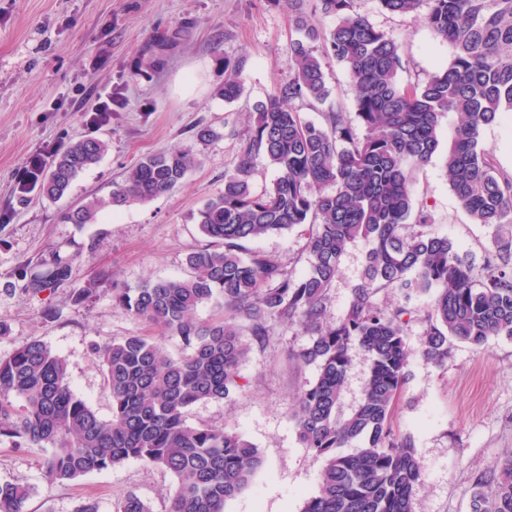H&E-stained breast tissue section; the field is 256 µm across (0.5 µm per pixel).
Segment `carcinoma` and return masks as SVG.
Wrapping results in <instances>:
<instances>
[{
    "label": "carcinoma",
    "instance_id": "cac0c4a2",
    "mask_svg": "<svg viewBox=\"0 0 512 512\" xmlns=\"http://www.w3.org/2000/svg\"><path fill=\"white\" fill-rule=\"evenodd\" d=\"M312 10L336 17L323 31L305 20ZM294 14L301 38L291 43L294 73L255 112L237 136L224 192L198 211L197 224L213 244L189 254L190 274L113 289L116 305L161 331L135 335L99 350L112 415L99 417L72 389L67 363L35 340L0 358V438L18 448H48L50 481H72L129 460L170 472L175 488L169 512H224L227 501L252 483L263 466L259 448L242 435L208 425L192 427L187 409L230 398L240 388V367L261 345L270 322L297 328L308 342L292 353L314 366L288 416L302 447L323 457L316 494L302 512H415L424 481L411 436L394 433L392 418L413 354L435 367L448 363L456 342L483 348L492 337L512 338V175L499 172L480 142L481 129L512 114V0H379L388 13L417 17L447 40V68L411 88L399 81V41L355 11V0H278ZM344 65L356 112L332 107L317 123L304 119L296 100L323 105L329 96L327 59ZM243 58L224 57V84L215 96L231 103L244 91ZM455 116L443 154L448 182L476 224L493 228L495 250L476 267L446 236L432 230L428 209L417 202L414 173L439 151L441 118ZM365 129L358 137L354 124ZM106 140L87 136L53 154L46 173L18 180L19 199L39 189L57 201L83 172L108 152ZM277 171L272 184L253 185L255 161ZM199 163L188 151L148 154L129 167L106 197L64 210L68 224H95L101 211L163 197ZM303 227L308 270L285 264L246 244ZM367 246L360 282L343 317L329 322V291L348 244ZM79 254L56 252L37 263L22 261L14 276L40 293L69 281ZM100 274L75 291L92 298ZM381 292L400 298L390 309ZM426 298L417 310L414 298ZM218 300L209 321L198 307ZM423 325L419 348L406 342L409 324ZM183 353L174 356L168 342ZM370 361L362 400L340 412L351 349ZM30 490L0 483V512H24ZM118 512H151L129 494ZM471 512H512V452L472 482Z\"/></svg>",
    "mask_w": 512,
    "mask_h": 512
}]
</instances>
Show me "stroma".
<instances>
[{
    "label": "stroma",
    "instance_id": "1",
    "mask_svg": "<svg viewBox=\"0 0 512 512\" xmlns=\"http://www.w3.org/2000/svg\"><path fill=\"white\" fill-rule=\"evenodd\" d=\"M357 12L400 41L403 85L423 82L447 67L451 45L420 18L384 11L379 0H356ZM177 43L159 64L143 65L145 51L167 37ZM293 16L274 0H0V212L11 220L0 228V357L40 340L66 359L72 388L101 417L111 415L99 349L147 325L117 307L116 288L148 279L188 275L187 255L207 245L196 223L197 211L224 190L238 133L251 123L259 104L293 71ZM247 61L240 99L215 96L224 81L225 57ZM194 89H181L185 74ZM116 102L112 118L91 125L90 111L100 95ZM212 125L217 139L202 144L190 129ZM88 135L108 140L101 163L82 173L69 193L50 201L30 193L19 203L20 174L48 167L52 154ZM497 168L512 174V120H499L481 133ZM194 153L199 163L170 194L117 211H103L97 223L64 224L59 213L93 196L108 195L127 168L160 150ZM417 201L425 203L435 230L460 253L481 262L493 240L491 227L473 223L448 184L441 156L417 170ZM252 249L290 262L294 273L308 268L306 237L295 228L259 239ZM79 253L69 283L37 294L12 275L22 261L53 252ZM366 245L347 246L341 273L330 290L328 321L346 311L361 279ZM109 276L86 302L75 289ZM304 336L272 323L263 346H252L240 374L242 388L230 400L190 407L189 425L226 427L260 450L264 465L249 489L229 500L225 512H300L315 494L321 457L299 443L288 410L316 370L297 366L290 353ZM393 429L411 435L425 479L415 492L416 512H471L473 477L495 468L512 451V339L491 338L480 350L454 344L443 368L411 357L408 380L393 418ZM44 452L0 440V482L28 485L24 512H77L88 501L99 512H117L128 494L166 512L173 477L130 461L75 481L49 482Z\"/></svg>",
    "mask_w": 512,
    "mask_h": 512
}]
</instances>
